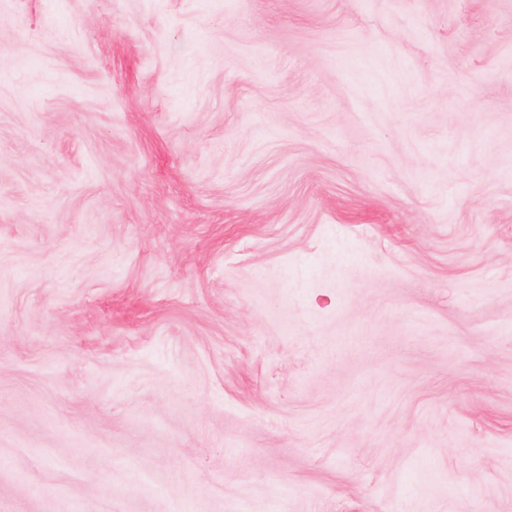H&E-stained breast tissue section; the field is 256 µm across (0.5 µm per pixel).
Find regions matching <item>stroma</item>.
<instances>
[{"mask_svg":"<svg viewBox=\"0 0 512 512\" xmlns=\"http://www.w3.org/2000/svg\"><path fill=\"white\" fill-rule=\"evenodd\" d=\"M0 512H512V0H0Z\"/></svg>","mask_w":512,"mask_h":512,"instance_id":"35a3bbf8","label":"stroma"}]
</instances>
